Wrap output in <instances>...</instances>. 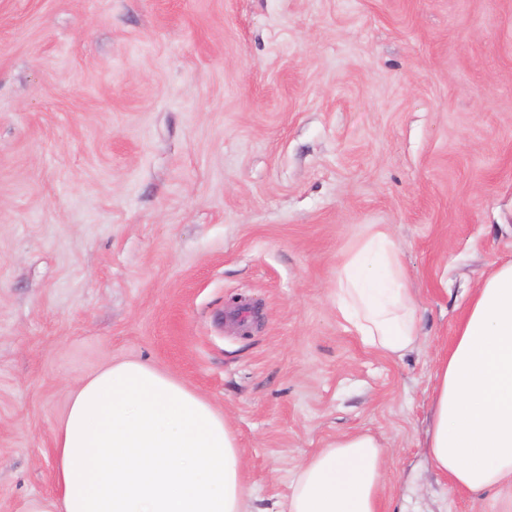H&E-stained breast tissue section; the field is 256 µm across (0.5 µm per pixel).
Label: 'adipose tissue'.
Returning a JSON list of instances; mask_svg holds the SVG:
<instances>
[{"label":"adipose tissue","instance_id":"adipose-tissue-1","mask_svg":"<svg viewBox=\"0 0 512 512\" xmlns=\"http://www.w3.org/2000/svg\"><path fill=\"white\" fill-rule=\"evenodd\" d=\"M336 312L366 347L401 355L418 344L414 293L386 230L346 256ZM427 450L452 487L474 495L512 478V261L476 284L436 363ZM53 456L55 492L25 512H255L223 416L142 362L113 364L73 392ZM385 462L374 435H340L264 512H381Z\"/></svg>","mask_w":512,"mask_h":512}]
</instances>
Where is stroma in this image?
Masks as SVG:
<instances>
[{
    "label": "stroma",
    "instance_id": "stroma-1",
    "mask_svg": "<svg viewBox=\"0 0 512 512\" xmlns=\"http://www.w3.org/2000/svg\"><path fill=\"white\" fill-rule=\"evenodd\" d=\"M419 346L336 313L372 230ZM512 260V0H0V512L53 492L72 390L136 360L237 436L256 512L344 433L383 512H512L426 455L434 368Z\"/></svg>",
    "mask_w": 512,
    "mask_h": 512
}]
</instances>
